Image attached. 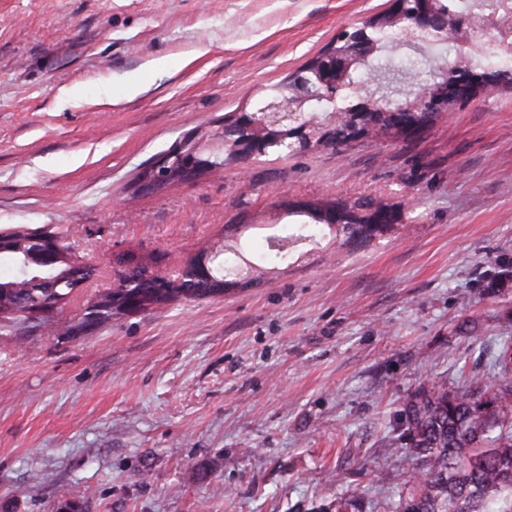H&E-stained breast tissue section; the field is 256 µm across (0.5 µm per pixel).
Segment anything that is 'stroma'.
Segmentation results:
<instances>
[{
	"mask_svg": "<svg viewBox=\"0 0 512 512\" xmlns=\"http://www.w3.org/2000/svg\"><path fill=\"white\" fill-rule=\"evenodd\" d=\"M388 0H0V233L65 230L97 268L33 332L0 327V512H334L395 500L408 396L512 342V92L418 137L267 154L158 190L145 164L251 107ZM140 92H133L132 83ZM405 205L302 237L298 200ZM296 235L258 283L76 326L116 255L171 276L224 239Z\"/></svg>",
	"mask_w": 512,
	"mask_h": 512,
	"instance_id": "1",
	"label": "stroma"
}]
</instances>
